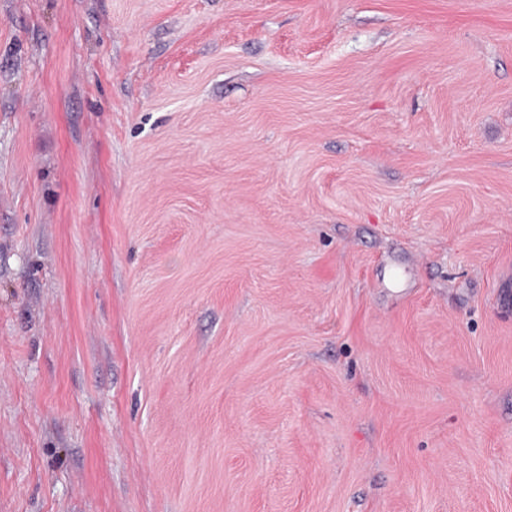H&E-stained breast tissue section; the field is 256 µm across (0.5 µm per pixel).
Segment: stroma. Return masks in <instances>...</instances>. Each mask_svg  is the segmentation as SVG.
Masks as SVG:
<instances>
[{"mask_svg": "<svg viewBox=\"0 0 512 512\" xmlns=\"http://www.w3.org/2000/svg\"><path fill=\"white\" fill-rule=\"evenodd\" d=\"M512 0H0V512H512Z\"/></svg>", "mask_w": 512, "mask_h": 512, "instance_id": "stroma-1", "label": "stroma"}]
</instances>
